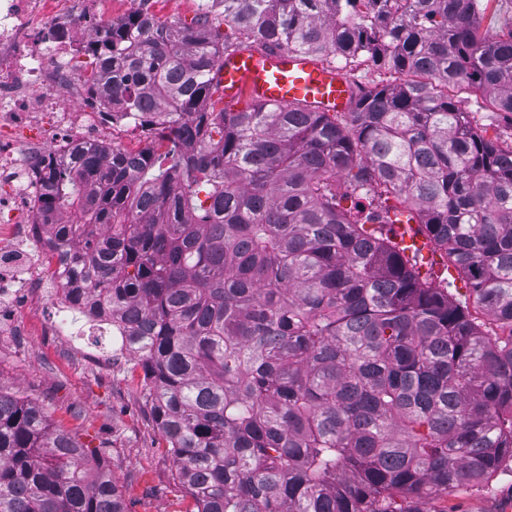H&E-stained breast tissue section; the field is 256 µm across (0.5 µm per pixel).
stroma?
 <instances>
[{"instance_id": "obj_1", "label": "stroma", "mask_w": 512, "mask_h": 512, "mask_svg": "<svg viewBox=\"0 0 512 512\" xmlns=\"http://www.w3.org/2000/svg\"><path fill=\"white\" fill-rule=\"evenodd\" d=\"M474 127L512 143V118L490 111L481 94L461 96ZM422 280L447 286L489 332L498 327L475 303L469 281L444 253L419 255ZM143 372L117 340L90 330L49 335L35 313L0 328V390L40 405L50 422L70 432L86 455L99 457L121 489L129 512H187L191 499L173 480L171 462L141 395ZM414 512H512V467L479 487H463L413 503Z\"/></svg>"}]
</instances>
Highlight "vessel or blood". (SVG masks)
I'll use <instances>...</instances> for the list:
<instances>
[{
  "instance_id": "1",
  "label": "vessel or blood",
  "mask_w": 512,
  "mask_h": 512,
  "mask_svg": "<svg viewBox=\"0 0 512 512\" xmlns=\"http://www.w3.org/2000/svg\"><path fill=\"white\" fill-rule=\"evenodd\" d=\"M213 85L217 96L228 103L246 95L282 105L301 102L333 112L347 111L356 96L343 72L292 51L252 49L227 54L214 71Z\"/></svg>"
}]
</instances>
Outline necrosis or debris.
Here are the masks:
<instances>
[{
    "mask_svg": "<svg viewBox=\"0 0 512 512\" xmlns=\"http://www.w3.org/2000/svg\"><path fill=\"white\" fill-rule=\"evenodd\" d=\"M112 12V0H0V323L47 308L62 335L77 320L112 330L111 318L90 315L63 290L66 272L37 217L48 156L66 157L75 141L109 145L134 127L129 114L90 109L84 80L66 64L67 52L100 36ZM50 283L57 293H48Z\"/></svg>",
    "mask_w": 512,
    "mask_h": 512,
    "instance_id": "necrosis-or-debris-1",
    "label": "necrosis or debris"
}]
</instances>
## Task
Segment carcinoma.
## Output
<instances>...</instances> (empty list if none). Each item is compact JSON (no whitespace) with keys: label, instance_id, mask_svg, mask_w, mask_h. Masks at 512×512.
<instances>
[{"label":"carcinoma","instance_id":"carcinoma-1","mask_svg":"<svg viewBox=\"0 0 512 512\" xmlns=\"http://www.w3.org/2000/svg\"><path fill=\"white\" fill-rule=\"evenodd\" d=\"M488 4L208 0L193 26L133 14L84 47L89 97L150 143L49 159L46 244L141 367L189 512H412L512 461V145L456 101L512 115V30L479 34ZM254 46L389 79L349 112H230L213 70ZM384 195L500 333L420 279ZM0 512L128 510L108 469L0 390Z\"/></svg>","mask_w":512,"mask_h":512}]
</instances>
